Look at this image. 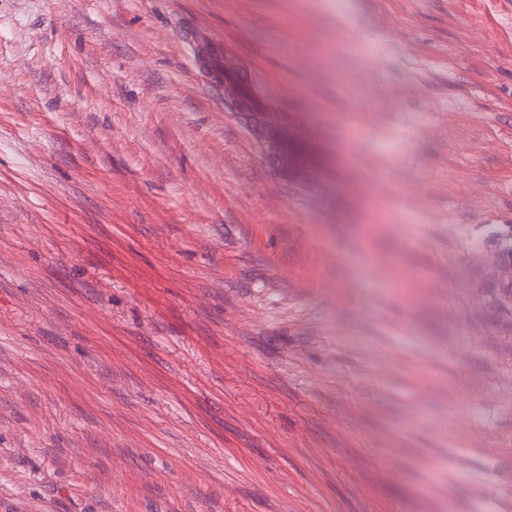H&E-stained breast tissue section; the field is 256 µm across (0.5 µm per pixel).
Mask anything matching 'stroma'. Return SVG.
I'll list each match as a JSON object with an SVG mask.
<instances>
[{
    "mask_svg": "<svg viewBox=\"0 0 512 512\" xmlns=\"http://www.w3.org/2000/svg\"><path fill=\"white\" fill-rule=\"evenodd\" d=\"M506 249L512 0H0V512H512ZM226 54L228 53L223 46H220L218 50L207 51L205 59L201 60V64L209 71L214 83L223 84L225 87L228 80L229 83L234 84L235 90L233 87H226L224 96L228 99L234 98L236 92V98L239 102L237 111L253 112L251 114L254 127L261 140L266 143L270 152L278 155V151L286 139V134L282 129L270 127L263 121L265 112H263V109L258 110L264 103L260 93V77L255 73L246 76L238 75L236 66L229 61Z\"/></svg>",
    "mask_w": 512,
    "mask_h": 512,
    "instance_id": "obj_1",
    "label": "stroma"
}]
</instances>
